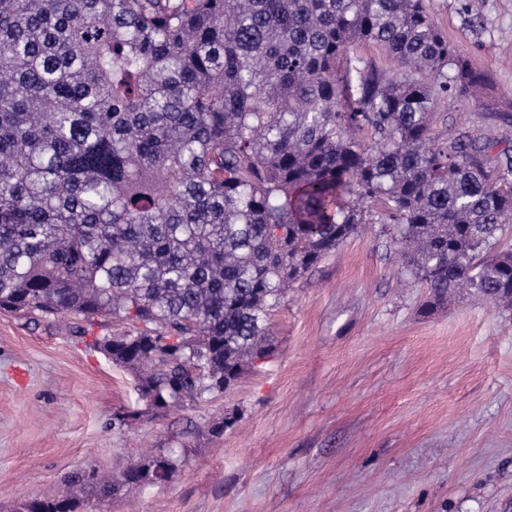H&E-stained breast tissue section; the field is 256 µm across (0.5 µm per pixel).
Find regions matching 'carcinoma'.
Wrapping results in <instances>:
<instances>
[{
  "label": "carcinoma",
  "mask_w": 512,
  "mask_h": 512,
  "mask_svg": "<svg viewBox=\"0 0 512 512\" xmlns=\"http://www.w3.org/2000/svg\"><path fill=\"white\" fill-rule=\"evenodd\" d=\"M488 86L423 0H0V310L129 326L93 345L168 412L271 357L285 289L369 224L426 310L464 290L512 309V149L431 132Z\"/></svg>",
  "instance_id": "carcinoma-1"
}]
</instances>
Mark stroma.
Masks as SVG:
<instances>
[{
    "instance_id": "obj_1",
    "label": "stroma",
    "mask_w": 512,
    "mask_h": 512,
    "mask_svg": "<svg viewBox=\"0 0 512 512\" xmlns=\"http://www.w3.org/2000/svg\"><path fill=\"white\" fill-rule=\"evenodd\" d=\"M486 101L448 98L432 133L463 122L512 139V0H425ZM379 225L289 288L275 353L224 396L157 414L72 316L0 312V512L55 489L79 512H512V310L471 295L424 312ZM236 418L223 436L209 432ZM171 481L100 502L75 472L121 474L144 449ZM133 465H140L146 467L148 470H153L155 473L163 474L167 477L168 481L176 472V465L173 459L165 455L146 454L140 461Z\"/></svg>"
}]
</instances>
